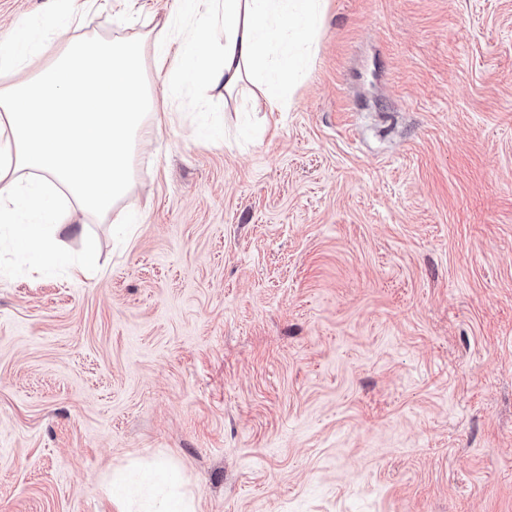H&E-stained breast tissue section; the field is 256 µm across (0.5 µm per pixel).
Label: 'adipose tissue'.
<instances>
[{"instance_id": "1", "label": "adipose tissue", "mask_w": 512, "mask_h": 512, "mask_svg": "<svg viewBox=\"0 0 512 512\" xmlns=\"http://www.w3.org/2000/svg\"><path fill=\"white\" fill-rule=\"evenodd\" d=\"M323 0H174L157 33H85L81 11L52 13L57 49L29 23L0 43V224L24 256L52 252L73 212L130 224L122 209L159 96L204 81L233 94L253 85L283 112L310 61ZM153 63L161 87L144 76Z\"/></svg>"}]
</instances>
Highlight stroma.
I'll list each match as a JSON object with an SVG mask.
<instances>
[{"mask_svg": "<svg viewBox=\"0 0 512 512\" xmlns=\"http://www.w3.org/2000/svg\"><path fill=\"white\" fill-rule=\"evenodd\" d=\"M63 3L0 0V41ZM311 53L288 111L160 104L141 224L61 235L90 279L0 239V512L156 462L197 512H512V0H325Z\"/></svg>", "mask_w": 512, "mask_h": 512, "instance_id": "1", "label": "stroma"}]
</instances>
